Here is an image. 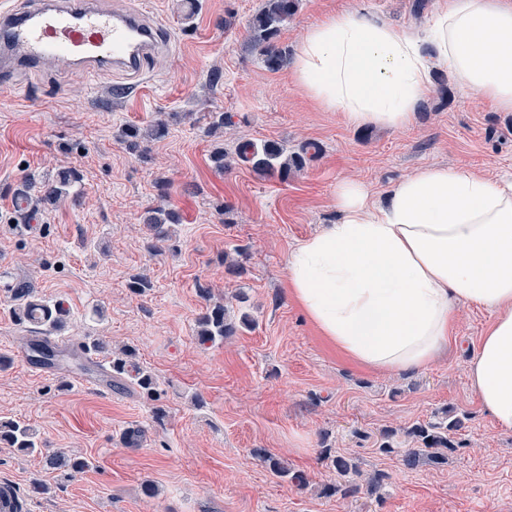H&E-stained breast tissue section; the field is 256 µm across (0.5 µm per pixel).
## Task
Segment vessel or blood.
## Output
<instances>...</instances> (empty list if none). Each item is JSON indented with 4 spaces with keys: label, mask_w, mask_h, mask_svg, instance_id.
I'll list each match as a JSON object with an SVG mask.
<instances>
[{
    "label": "vessel or blood",
    "mask_w": 512,
    "mask_h": 512,
    "mask_svg": "<svg viewBox=\"0 0 512 512\" xmlns=\"http://www.w3.org/2000/svg\"><path fill=\"white\" fill-rule=\"evenodd\" d=\"M0 86L12 84L16 58L30 63L65 60L82 70H139L159 43L140 14L112 12L94 0H29L26 7L0 11Z\"/></svg>",
    "instance_id": "1"
}]
</instances>
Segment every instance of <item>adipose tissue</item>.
Returning <instances> with one entry per match:
<instances>
[{"mask_svg": "<svg viewBox=\"0 0 512 512\" xmlns=\"http://www.w3.org/2000/svg\"><path fill=\"white\" fill-rule=\"evenodd\" d=\"M440 65L512 112V0H448L421 31L336 12L305 30L291 75L348 123L398 131ZM335 205L337 220L288 256V294L306 319L353 365L408 372L455 347L458 303L494 310L467 377L484 413L512 430V182L432 166L380 204L343 180Z\"/></svg>", "mask_w": 512, "mask_h": 512, "instance_id": "1", "label": "adipose tissue"}]
</instances>
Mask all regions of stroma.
Returning a JSON list of instances; mask_svg holds the SVG:
<instances>
[{"label":"stroma","instance_id":"35a3bbf8","mask_svg":"<svg viewBox=\"0 0 512 512\" xmlns=\"http://www.w3.org/2000/svg\"><path fill=\"white\" fill-rule=\"evenodd\" d=\"M164 26L167 42L140 71L95 73L59 63L17 61L14 86L0 95V418L24 421L41 450L0 447V478L20 485L24 512H512V431L479 407L466 368L493 312L457 309L462 349L425 369L371 372L331 349L287 294L290 251L336 219L337 184L354 179L382 202L391 184L423 168H465L512 180V112L469 93L447 68L402 131L348 125L297 88L290 66L269 70L244 47L262 0H101ZM443 0H299L278 44L296 52L305 29L360 6L398 27H425ZM168 122L146 155L122 133ZM276 142L287 155L314 144V157L263 176L237 156L242 142ZM225 153L223 167L211 159ZM82 175L74 196L40 211L23 228L14 207L24 173ZM178 212L172 238L149 249L143 212ZM243 275L228 274L225 259ZM139 276L143 294L129 284ZM32 283L69 317L58 344L100 338L136 350L157 378L168 415L152 419L137 390L106 395L79 368H44L22 357L8 284ZM247 313L254 328L202 343L196 319L206 300ZM245 302H237V295ZM462 419L444 466L404 468L376 450L380 431L433 422L444 409ZM144 429L137 447L123 439ZM256 448L305 473L306 485L272 476ZM63 451L91 466L73 477L45 467ZM381 470L376 491L327 496L336 482L330 456ZM44 491L33 494V481ZM155 495H147L146 486Z\"/></svg>","mask_w":512,"mask_h":512}]
</instances>
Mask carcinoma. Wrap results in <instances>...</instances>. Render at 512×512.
<instances>
[{"mask_svg": "<svg viewBox=\"0 0 512 512\" xmlns=\"http://www.w3.org/2000/svg\"><path fill=\"white\" fill-rule=\"evenodd\" d=\"M297 0H265L261 10L253 17L250 24L249 46L259 53L266 67L272 71L282 67L286 52L275 40L281 28L288 24L294 16ZM167 124L159 120L151 125L146 132L132 128L123 132V138L129 150L143 154L148 149V143L159 139L167 133ZM238 156L252 164V168L262 174H273L288 168V160L283 158V148L274 142L263 145L262 149H253L246 143L239 147ZM81 180L76 169H67L53 177L36 179L29 174L24 177L26 189L29 192L31 205L34 209L54 206L70 195L71 189ZM152 232L155 243L151 248H157V243L171 238L170 226L179 223V215L170 209L157 207L147 212L143 218ZM9 292L15 301L12 310L13 320L19 326L31 324L43 327V331L52 332L64 326L65 312L49 300L36 296L31 284L18 280L9 286ZM197 335L205 342L227 339L237 332V325L230 316L229 308L221 302L208 303L205 310L196 319ZM84 350L103 353L109 359L112 385H123L124 377L133 378L140 395L152 402L161 400V391L154 374L142 368L136 362L135 350L128 346L119 351H112L102 341L93 339L83 345ZM32 357L39 362H50L56 357L52 342L43 338L30 343ZM462 426V420L455 417L448 424H415L405 431V435L416 439L417 448H408L403 452V465L414 470L424 464L445 465L448 463V450L451 449L448 432ZM0 445L15 448L26 454L40 451L37 433L28 424L17 419L0 420ZM253 455L270 470L276 477L292 476V480L302 483L301 474H290L288 465L280 458L269 454L263 448L253 450ZM46 462L53 468L61 469L69 476L89 467V461L84 457L67 456L57 452L46 456ZM333 468L345 482L331 484L324 491L344 497L357 493L359 486L353 478L360 475L359 465L351 458L336 456L332 459Z\"/></svg>", "mask_w": 512, "mask_h": 512, "instance_id": "1", "label": "carcinoma"}]
</instances>
